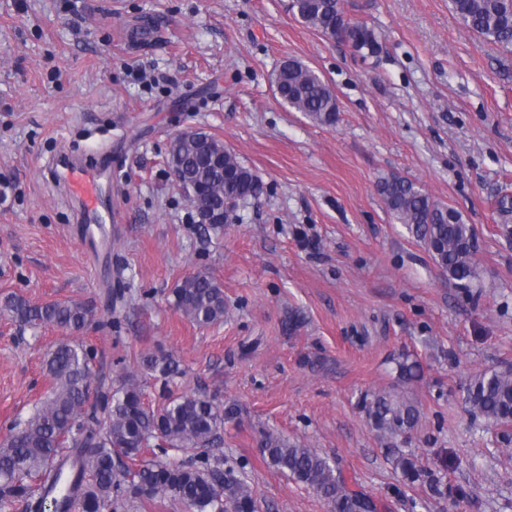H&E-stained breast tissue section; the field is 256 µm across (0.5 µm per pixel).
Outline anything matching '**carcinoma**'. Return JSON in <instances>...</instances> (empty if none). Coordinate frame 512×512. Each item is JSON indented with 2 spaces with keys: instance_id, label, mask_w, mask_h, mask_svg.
Segmentation results:
<instances>
[{
  "instance_id": "cac0c4a2",
  "label": "carcinoma",
  "mask_w": 512,
  "mask_h": 512,
  "mask_svg": "<svg viewBox=\"0 0 512 512\" xmlns=\"http://www.w3.org/2000/svg\"><path fill=\"white\" fill-rule=\"evenodd\" d=\"M453 13L468 30L508 48L512 46V0H450ZM295 15L327 36L341 23L343 0H295ZM357 54L378 53L374 29L362 22L349 29ZM277 93L284 103L321 125L336 123V95L308 65L295 59L278 71ZM169 162L177 165L180 191L198 189L189 203L194 211L224 214L234 200L245 203L262 192L260 178L243 166L224 143L203 132L180 133L170 142ZM379 195L387 211L423 243L439 270L458 288H469L479 277L475 233L456 209L432 198L410 178L391 173L379 179ZM124 268L115 272L114 288L106 293L114 322L129 298ZM174 305L199 326L224 319V291L199 271L173 290ZM0 312L23 328L52 326L71 333L94 322L92 310L75 302L33 305L14 294ZM96 353L80 344L60 342L44 358L53 384L48 395L9 440L0 443V512H41L53 503L54 512H118L129 501L168 495L189 512H258L246 478L245 464L214 455L224 422L239 415L234 403L221 405L207 395L175 396L168 384L178 374L170 360L137 356L140 370L162 380L163 402L153 407L137 373L126 358L119 382L95 363ZM399 378L410 384L420 377V366L404 357L397 364ZM470 413L488 425L512 423V365L473 375L464 391ZM367 422L392 448L403 481L427 486L444 497L448 486L411 453L397 447L399 438L413 430L420 410L399 392L373 393L364 398ZM155 447L189 454L182 463L141 460L144 449ZM265 461L278 472L325 500L330 512H378L367 493L347 488L339 463L304 444L265 431L260 434ZM138 462L131 468L128 462Z\"/></svg>"
}]
</instances>
